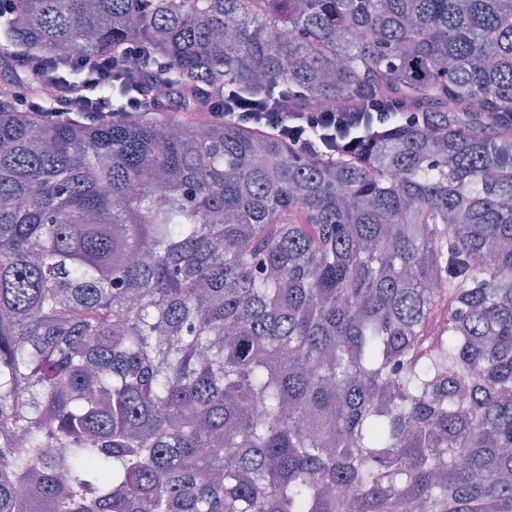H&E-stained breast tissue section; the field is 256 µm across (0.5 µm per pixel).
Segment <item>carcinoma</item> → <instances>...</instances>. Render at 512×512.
I'll return each mask as SVG.
<instances>
[{
  "label": "carcinoma",
  "mask_w": 512,
  "mask_h": 512,
  "mask_svg": "<svg viewBox=\"0 0 512 512\" xmlns=\"http://www.w3.org/2000/svg\"><path fill=\"white\" fill-rule=\"evenodd\" d=\"M131 120L0 86V512H512V0H22ZM393 112L357 163L222 117ZM404 112L418 118L405 122ZM130 48H134L137 57L141 59V49L138 46H129L127 50L130 51ZM128 51L119 58H113L112 64L98 57L90 56L73 60L71 61L73 65L84 74L80 81H72L66 78L50 81L56 89V100L61 106L82 111L67 112V114H76L92 121L111 113L100 112L105 110L106 107L103 102H96L100 99L94 97L101 83L112 81L113 74H134L137 72L134 71L135 69L128 67L126 61L124 62Z\"/></svg>",
  "instance_id": "cac0c4a2"
}]
</instances>
